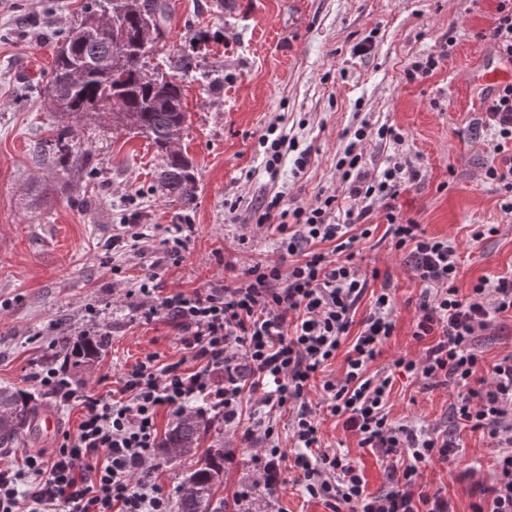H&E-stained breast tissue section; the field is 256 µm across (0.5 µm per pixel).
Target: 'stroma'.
Listing matches in <instances>:
<instances>
[{
	"label": "stroma",
	"mask_w": 512,
	"mask_h": 512,
	"mask_svg": "<svg viewBox=\"0 0 512 512\" xmlns=\"http://www.w3.org/2000/svg\"><path fill=\"white\" fill-rule=\"evenodd\" d=\"M85 2L0 0V386L36 392L32 363L56 355L53 337L79 334L90 303L103 307L99 321L111 338L101 358L71 371L74 382L103 393L110 378L146 355L163 362L184 357L171 326L142 319L128 298L145 270L135 253L111 252L117 225L164 228L190 219L195 232L182 260L162 270V288L190 292L223 283L249 265L279 257L273 230L255 226L252 209L259 200L281 191L289 203H310L342 190L336 156L364 120L393 125L402 134L398 146L369 139L367 166L379 169L397 152L414 162L421 178L398 196L396 207L429 235L455 241L460 288L512 272V219L500 210L497 186L482 177L493 153L486 135L474 131L483 85L473 74L494 51L488 33L498 0H227L222 8L216 0H167L166 37L152 59L159 70L189 52V30L215 35L196 69L181 77L187 112L181 150L198 179L197 195L187 203L161 190L163 158L156 147L104 117L78 123L93 176L72 173L71 189L63 194L61 174L35 164L34 144L69 122L46 105L44 91L53 45L81 21ZM368 36L374 48L354 53ZM443 41L447 58L424 79L407 82V63ZM273 124L309 148L303 171L288 155L276 178L265 173L258 137ZM231 201L236 210L228 209ZM370 222L361 266L379 269L380 276L369 281L355 318L368 315L372 292L387 281L396 321L370 370L393 377L389 420H417L455 438V461L421 464L417 486L448 498L452 512H469L495 470L496 450L481 432L453 422L455 389L395 372L396 358L420 357L427 347L413 336L421 287L385 240L381 211ZM479 224L497 225L498 232L473 241ZM317 417L323 445L361 468L368 493L387 491L390 458L359 447L325 411ZM204 443L224 448L218 491L224 512H237L235 494L248 484L250 512H331L304 493L293 468H286L287 483L277 493L253 486L255 447L221 423L213 424Z\"/></svg>",
	"instance_id": "obj_1"
}]
</instances>
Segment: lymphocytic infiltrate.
Returning <instances> with one entry per match:
<instances>
[{"mask_svg": "<svg viewBox=\"0 0 512 512\" xmlns=\"http://www.w3.org/2000/svg\"><path fill=\"white\" fill-rule=\"evenodd\" d=\"M480 126L489 131L495 154L484 175L500 190L502 213L512 217V82L483 97ZM372 133L382 141H402L394 127L384 124L374 131L361 122L336 161L345 184L341 193L293 206L278 192L255 210L257 226L275 228L280 258L250 265L244 281L164 291L157 271L165 261L179 260L185 225H172L156 244L146 225H119L113 246L139 249L150 260L148 273L131 291L137 312L170 324L196 366L149 355L120 374L116 390L101 395L73 383L54 361L33 364L29 377L46 397L80 406L82 417L76 431L60 432L51 451L25 455L20 468L0 469V512H172L170 493L153 478L163 409L176 417L197 410L222 419L225 430H242L245 441L259 446L253 457L256 482L269 489L284 485L282 464L292 459L303 474L304 491L323 499L332 512L345 506L350 512H450L447 499L417 492L416 478L422 463L453 460L456 442L412 423L389 421L393 381L369 372L395 330L390 288L374 295L360 331L352 329L369 282L356 247L369 236L366 223L377 207L384 211L392 250L403 255L421 287L413 335L434 339L420 359L402 356L394 365L430 386L457 388L454 418L487 433L500 450L488 489L491 501L472 502L470 512H512V353L483 377L476 348L494 322L512 317V275L479 278L461 293L457 246L427 235L395 205L419 180V170L392 159L370 174L363 144ZM325 243L331 251H322ZM349 336L354 342L343 376H327V365ZM313 392L360 447L392 458L391 490L368 494L353 461L323 451L310 407ZM247 398L258 411L246 426ZM285 407L296 414L284 442L273 413Z\"/></svg>", "mask_w": 512, "mask_h": 512, "instance_id": "1", "label": "lymphocytic infiltrate"}]
</instances>
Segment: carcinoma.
Masks as SVG:
<instances>
[{
    "mask_svg": "<svg viewBox=\"0 0 512 512\" xmlns=\"http://www.w3.org/2000/svg\"><path fill=\"white\" fill-rule=\"evenodd\" d=\"M120 21V34L99 27L105 11ZM167 11L163 0H142V11L125 10L124 0H88L80 24L54 48V66L47 87L48 105L67 116L104 114L118 128L151 141L162 153L159 179L167 195L192 200L198 182L192 162L171 149L176 133L185 130L183 87L174 75L146 73L147 59L165 37ZM35 162L51 163L66 172L91 175L90 153L72 125L49 130L32 150ZM59 352L77 358H97L108 342L96 336L78 342L56 337ZM41 401L22 390L0 388V449L19 445L32 428ZM209 424L195 412L183 414L168 431L163 448H184L194 458L186 478L194 491L178 490L176 512H218L215 489L224 475V448L201 449Z\"/></svg>",
    "mask_w": 512,
    "mask_h": 512,
    "instance_id": "obj_1",
    "label": "carcinoma"
}]
</instances>
